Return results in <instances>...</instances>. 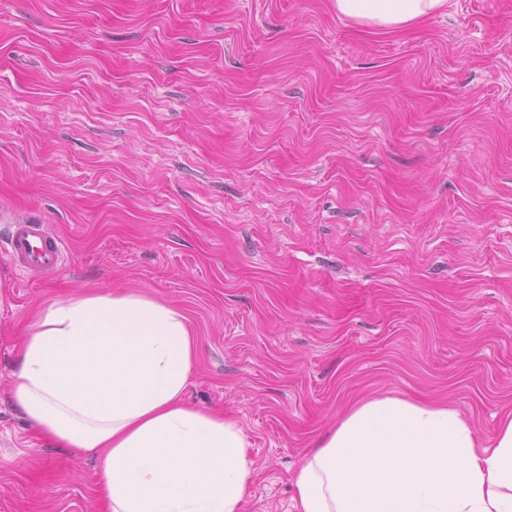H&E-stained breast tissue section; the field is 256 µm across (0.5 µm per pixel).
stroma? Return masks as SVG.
<instances>
[{
	"instance_id": "obj_1",
	"label": "stroma",
	"mask_w": 512,
	"mask_h": 512,
	"mask_svg": "<svg viewBox=\"0 0 512 512\" xmlns=\"http://www.w3.org/2000/svg\"><path fill=\"white\" fill-rule=\"evenodd\" d=\"M0 512H101L89 454L9 396L15 352L79 288L182 309L188 403L234 417L241 512H291L304 451L380 396L512 410V0L404 31L331 0H0ZM3 252L24 273L53 272L60 268L66 252L64 240L48 225L34 221L12 224Z\"/></svg>"
}]
</instances>
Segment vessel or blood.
Listing matches in <instances>:
<instances>
[{
	"label": "vessel or blood",
	"mask_w": 512,
	"mask_h": 512,
	"mask_svg": "<svg viewBox=\"0 0 512 512\" xmlns=\"http://www.w3.org/2000/svg\"><path fill=\"white\" fill-rule=\"evenodd\" d=\"M4 252L20 271L45 273L61 267L66 244L47 225L26 221L12 225Z\"/></svg>",
	"instance_id": "obj_1"
}]
</instances>
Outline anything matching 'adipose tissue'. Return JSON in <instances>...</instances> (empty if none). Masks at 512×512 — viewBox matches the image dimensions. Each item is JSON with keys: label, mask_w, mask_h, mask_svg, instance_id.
<instances>
[{"label": "adipose tissue", "mask_w": 512, "mask_h": 512, "mask_svg": "<svg viewBox=\"0 0 512 512\" xmlns=\"http://www.w3.org/2000/svg\"><path fill=\"white\" fill-rule=\"evenodd\" d=\"M399 30L448 0H332ZM196 341L177 307L141 292L54 301L18 346L14 405L59 448L92 453L103 512H241L256 475L243 427L188 404ZM296 512H512V413L490 444L449 405L361 401L293 476Z\"/></svg>", "instance_id": "obj_1"}]
</instances>
